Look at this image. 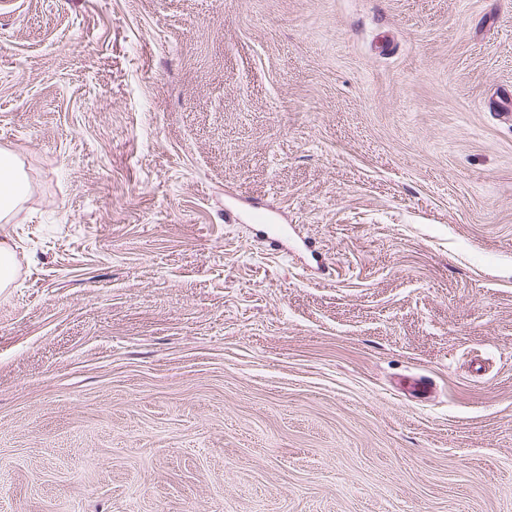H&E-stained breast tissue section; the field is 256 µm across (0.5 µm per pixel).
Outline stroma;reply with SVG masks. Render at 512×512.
<instances>
[{
  "instance_id": "obj_1",
  "label": "stroma",
  "mask_w": 512,
  "mask_h": 512,
  "mask_svg": "<svg viewBox=\"0 0 512 512\" xmlns=\"http://www.w3.org/2000/svg\"><path fill=\"white\" fill-rule=\"evenodd\" d=\"M507 87L512 0L0 9V512H512ZM31 191V184L18 155L9 149L0 148L1 224L13 223ZM17 269V257L5 240L0 241V291L10 288Z\"/></svg>"
}]
</instances>
